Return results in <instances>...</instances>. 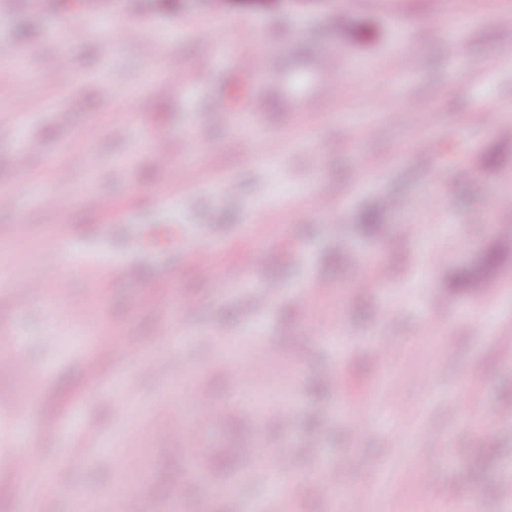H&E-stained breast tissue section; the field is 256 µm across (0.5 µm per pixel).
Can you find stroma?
I'll list each match as a JSON object with an SVG mask.
<instances>
[{
  "label": "stroma",
  "instance_id": "obj_1",
  "mask_svg": "<svg viewBox=\"0 0 512 512\" xmlns=\"http://www.w3.org/2000/svg\"><path fill=\"white\" fill-rule=\"evenodd\" d=\"M449 3L0 0V187L23 200L0 208V280L24 287L33 254L58 273L25 308L0 294V336L37 367L28 382L0 367V512H16L22 482L12 446L64 476L65 492L29 512H117L124 483L138 512L175 498L183 512H242L271 500L242 473L282 455L301 482L296 512H341L337 490L368 483L358 512H512L499 495L512 483V137L500 131L512 126V0H468L478 21L454 49ZM98 17L113 21L111 47L62 41ZM204 25L222 41L199 38ZM260 50L274 69L240 86V59ZM267 83L277 90L251 130L213 112ZM269 136L278 155L262 151ZM45 192L60 206H40ZM317 194L342 215L312 209ZM450 225L459 249L429 266ZM194 243L213 277L198 275ZM250 249L255 280L226 287ZM259 333L275 351L255 365ZM127 336L144 360H103ZM381 341L393 361H379ZM270 391L292 421L241 401ZM203 399L220 418L192 420ZM350 408L367 410L364 433L349 432ZM218 452L228 465L214 471ZM126 453L141 456L139 478Z\"/></svg>",
  "mask_w": 512,
  "mask_h": 512
}]
</instances>
